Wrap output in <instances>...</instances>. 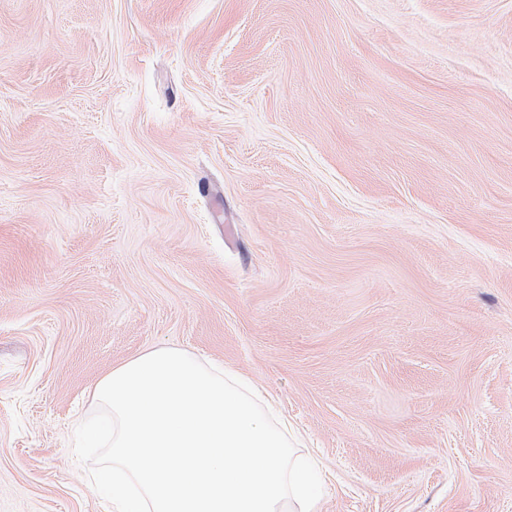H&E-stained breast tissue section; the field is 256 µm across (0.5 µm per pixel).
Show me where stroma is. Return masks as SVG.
Here are the masks:
<instances>
[{"label":"stroma","instance_id":"stroma-1","mask_svg":"<svg viewBox=\"0 0 512 512\" xmlns=\"http://www.w3.org/2000/svg\"><path fill=\"white\" fill-rule=\"evenodd\" d=\"M158 347L319 512H512V0H0V512H105L74 430Z\"/></svg>","mask_w":512,"mask_h":512}]
</instances>
